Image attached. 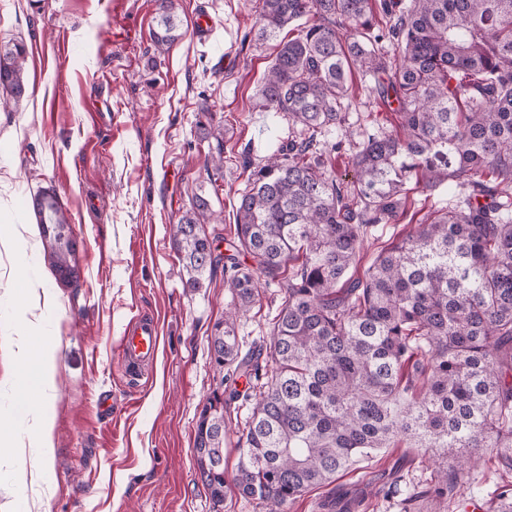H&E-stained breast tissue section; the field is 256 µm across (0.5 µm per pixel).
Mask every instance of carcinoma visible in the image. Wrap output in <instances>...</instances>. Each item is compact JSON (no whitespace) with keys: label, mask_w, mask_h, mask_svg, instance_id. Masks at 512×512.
Here are the masks:
<instances>
[{"label":"carcinoma","mask_w":512,"mask_h":512,"mask_svg":"<svg viewBox=\"0 0 512 512\" xmlns=\"http://www.w3.org/2000/svg\"><path fill=\"white\" fill-rule=\"evenodd\" d=\"M177 0H161L159 45L181 39ZM260 0L257 39L291 24L264 76L265 106L288 120V142L248 171L226 252L208 231L210 200L194 194L172 225L189 288L223 269L229 300L208 343L221 379L204 403L193 451L213 506L229 493L288 512L380 448H425L453 466L409 494L416 512H462L455 490L489 460L492 512H512V0ZM26 46L0 45V106L27 97ZM358 72L395 105L398 130L352 143L355 180L334 175L345 139L348 80ZM205 167L218 192L224 124L209 126ZM448 184V204L351 269L364 239L397 224L419 187ZM45 260L71 283L78 263L55 193L33 199ZM282 294L270 342L242 352L238 321L262 286ZM265 379L238 431L227 481L224 435L238 379Z\"/></svg>","instance_id":"obj_1"}]
</instances>
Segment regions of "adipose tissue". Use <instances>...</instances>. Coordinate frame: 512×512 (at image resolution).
Segmentation results:
<instances>
[{"label": "adipose tissue", "mask_w": 512, "mask_h": 512, "mask_svg": "<svg viewBox=\"0 0 512 512\" xmlns=\"http://www.w3.org/2000/svg\"><path fill=\"white\" fill-rule=\"evenodd\" d=\"M25 294L30 302L24 316L26 331L14 342V357L19 369L16 384L21 393L20 408L27 412L33 408V399H46L53 390L54 354L40 351L31 336L39 320L40 293L37 286H27ZM29 446L37 448L38 454L32 457L29 471L18 474L17 496L21 499L26 498L29 483L37 482L41 461L53 451L52 427L47 419H39L34 434L26 437L19 433L13 417L0 416V459L21 458Z\"/></svg>", "instance_id": "adipose-tissue-1"}]
</instances>
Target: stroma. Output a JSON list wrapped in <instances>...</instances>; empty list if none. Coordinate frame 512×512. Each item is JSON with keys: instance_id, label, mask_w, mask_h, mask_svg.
Here are the masks:
<instances>
[{"instance_id": "35a3bbf8", "label": "stroma", "mask_w": 512, "mask_h": 512, "mask_svg": "<svg viewBox=\"0 0 512 512\" xmlns=\"http://www.w3.org/2000/svg\"><path fill=\"white\" fill-rule=\"evenodd\" d=\"M258 3L178 0L182 37L160 46L157 0H0V43L26 44L29 85L18 111L0 110V223L37 227L31 200L51 190L84 242L75 287L56 281L40 235L0 248V415L13 414L19 399L11 337L20 280L42 285L38 330L57 355L55 395L37 408L53 424L54 452L41 473L53 493L34 512H215L193 439L219 383L207 338L224 314V278L185 288L171 226L208 184L200 137L211 120L224 124V178L211 198L220 233L235 221L243 154L258 161L288 140L287 122L259 95L278 42L257 41ZM203 14L213 25L199 38ZM349 86L351 130L396 129L397 115L361 74ZM447 200L444 187L415 193L413 221L380 225L356 274ZM279 303L277 289H267L241 319L244 346L266 336ZM140 314L159 320L161 343L148 374L135 379L119 340ZM397 458L385 448L360 457L289 512H320L332 495L365 498L368 512H403L399 497L375 494L392 481Z\"/></svg>"}]
</instances>
